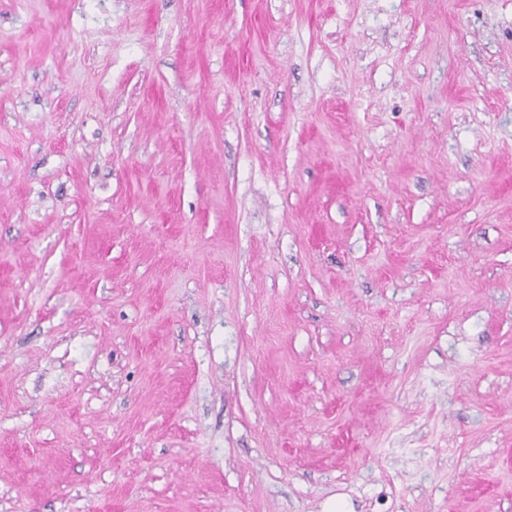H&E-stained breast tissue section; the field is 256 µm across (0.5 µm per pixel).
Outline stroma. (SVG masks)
I'll return each instance as SVG.
<instances>
[{"label": "stroma", "instance_id": "35a3bbf8", "mask_svg": "<svg viewBox=\"0 0 512 512\" xmlns=\"http://www.w3.org/2000/svg\"><path fill=\"white\" fill-rule=\"evenodd\" d=\"M512 512V0H0V512Z\"/></svg>", "mask_w": 512, "mask_h": 512}]
</instances>
